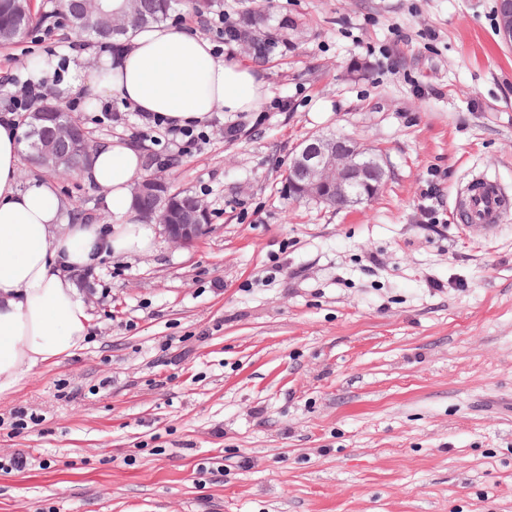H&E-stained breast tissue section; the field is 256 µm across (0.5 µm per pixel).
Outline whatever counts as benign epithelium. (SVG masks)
Here are the masks:
<instances>
[{"label": "benign epithelium", "instance_id": "benign-epithelium-1", "mask_svg": "<svg viewBox=\"0 0 512 512\" xmlns=\"http://www.w3.org/2000/svg\"><path fill=\"white\" fill-rule=\"evenodd\" d=\"M498 33L512 47V0H495ZM44 113L34 115L30 132L25 134L34 157L46 158ZM289 171L293 176L296 198L312 200L338 208L356 206L374 199L387 181L382 159L347 136H313L297 146ZM208 222L192 220L164 224L162 232L178 247H189L209 232Z\"/></svg>", "mask_w": 512, "mask_h": 512}]
</instances>
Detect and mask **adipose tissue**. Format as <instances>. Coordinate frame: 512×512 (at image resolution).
<instances>
[{
    "instance_id": "1",
    "label": "adipose tissue",
    "mask_w": 512,
    "mask_h": 512,
    "mask_svg": "<svg viewBox=\"0 0 512 512\" xmlns=\"http://www.w3.org/2000/svg\"><path fill=\"white\" fill-rule=\"evenodd\" d=\"M132 43L122 57L107 54L97 68L79 71L66 93L114 96L176 128L201 125L218 109L252 111L263 98L249 67L214 55L198 35L156 24L138 30ZM24 149L20 128L0 117V394L83 346L89 318L73 273L109 252L144 253L155 237L132 204L131 188L144 175L139 151L119 140L106 143L82 172L103 192L114 222L105 234L98 224L68 221V205L51 181L19 185Z\"/></svg>"
}]
</instances>
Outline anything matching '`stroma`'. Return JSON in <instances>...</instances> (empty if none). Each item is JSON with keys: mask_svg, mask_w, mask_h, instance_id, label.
Masks as SVG:
<instances>
[{"mask_svg": "<svg viewBox=\"0 0 512 512\" xmlns=\"http://www.w3.org/2000/svg\"><path fill=\"white\" fill-rule=\"evenodd\" d=\"M494 0H212L261 15L264 97L215 112L166 170L212 229L75 273L82 348L0 395V512H512V212L460 221L472 174L512 188V50ZM67 29L0 49L92 69ZM94 143L151 131L118 98ZM111 106L115 123L97 110ZM382 154L377 198L336 210L285 182L309 135ZM59 194L111 226L101 193ZM26 469L4 471L16 453Z\"/></svg>", "mask_w": 512, "mask_h": 512, "instance_id": "stroma-1", "label": "stroma"}]
</instances>
